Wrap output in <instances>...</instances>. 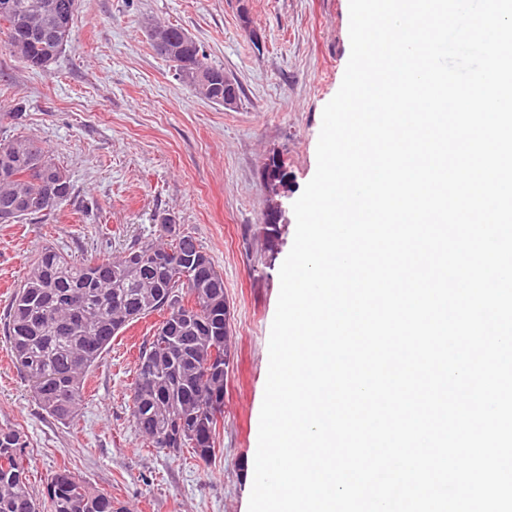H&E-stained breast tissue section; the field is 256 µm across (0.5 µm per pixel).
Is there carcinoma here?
Segmentation results:
<instances>
[{
	"label": "carcinoma",
	"mask_w": 512,
	"mask_h": 512,
	"mask_svg": "<svg viewBox=\"0 0 512 512\" xmlns=\"http://www.w3.org/2000/svg\"><path fill=\"white\" fill-rule=\"evenodd\" d=\"M77 0H14L11 16H0L8 49L25 65L41 68V58L57 59L71 41L52 32L73 20ZM159 55L175 74L200 73L183 83L217 104L239 98V87L213 64L204 48L180 27L154 30ZM0 205L18 197L30 201L16 221L45 216L71 196L69 175L34 137L0 140ZM54 203L45 205L48 195ZM163 241L141 242L114 257L76 261L46 246L10 301L4 323L9 350L42 410L59 422L77 416L84 381L110 348L112 337L134 320L161 312L179 313L184 329L167 337L157 327L140 358L153 359L154 381L136 374L130 416L148 447L177 452L190 448L207 461L214 453L218 422L224 418V381L231 357V312L224 310V277L196 239L169 233ZM199 254L206 263H185ZM27 441L22 431L0 426V512H40L41 503L26 478ZM49 512H125L112 495L93 491L69 470L55 471L46 483Z\"/></svg>",
	"instance_id": "cac0c4a2"
}]
</instances>
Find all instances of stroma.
I'll return each instance as SVG.
<instances>
[{"instance_id":"1","label":"stroma","mask_w":512,"mask_h":512,"mask_svg":"<svg viewBox=\"0 0 512 512\" xmlns=\"http://www.w3.org/2000/svg\"><path fill=\"white\" fill-rule=\"evenodd\" d=\"M181 27L239 87L227 108L193 94L158 55L151 23ZM0 34V139L41 140L70 176L50 215L0 224V319L42 247L114 256L154 239L163 219L193 236L224 275L233 348L224 421L210 461L147 447L130 418L140 350L162 316L112 339L79 415L50 418L0 334V426L21 429L29 486L68 469L128 512H248L280 267L295 234L286 211L265 246L262 168L278 153L296 200L315 174L324 106L350 56L349 0H78L72 38L28 68Z\"/></svg>"}]
</instances>
